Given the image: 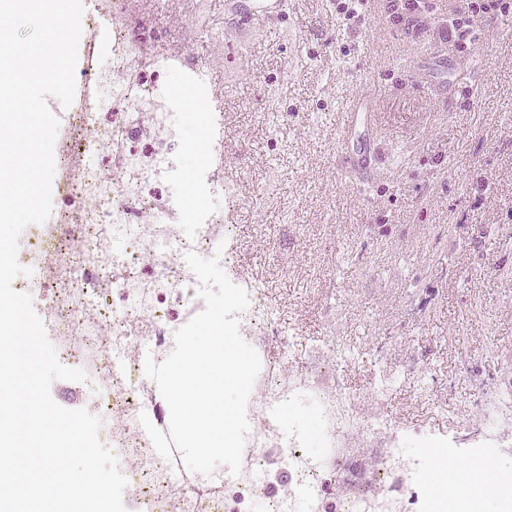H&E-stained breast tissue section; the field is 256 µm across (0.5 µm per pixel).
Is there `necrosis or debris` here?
<instances>
[{"label":"necrosis or debris","instance_id":"4bbe7bcc","mask_svg":"<svg viewBox=\"0 0 512 512\" xmlns=\"http://www.w3.org/2000/svg\"><path fill=\"white\" fill-rule=\"evenodd\" d=\"M110 26L112 50L107 62L91 72L103 96L112 98L113 111L102 117L94 110L78 111L77 129L60 150L59 167L66 177L54 227L30 225L18 260L40 266L45 256L56 259L53 271L39 283L21 281V290L39 286L57 324V355L74 360L95 374L100 388L95 411L110 425L102 443L119 450L131 468L129 483L147 512H430L433 499L427 475L430 454L407 449L397 430L377 409L388 388L377 384L364 394L348 392L344 382L328 371L339 357L335 337L323 336L305 353L306 371L288 374L269 358L277 329L264 288L246 281L250 304L240 316V333L258 353L262 369L253 386V420L238 476L223 488L210 490L200 474H185L177 460L155 451L139 422L152 413L153 398L144 391L137 357L139 347L163 361L171 338L204 308L196 295L199 281L184 255L214 254L218 245L232 247V225L224 213L207 207L192 210L182 224L169 223L174 209L162 187L175 163L160 167L158 154H175L184 123L183 113L163 105L156 113L153 142L141 146L130 132L128 111L139 99L114 86L112 75H134L142 40L132 32L126 0H101L84 21L95 32L99 20ZM109 175H102V168ZM111 223L128 237L123 250L114 249L100 227ZM118 278H110V271ZM484 427L500 433L512 427V371H506L498 390L483 397ZM288 408L311 412L317 421L318 451L294 426L272 424L267 414ZM279 451V464L292 477L287 494L269 491L265 451ZM367 451L376 463L377 496L362 493L329 501L327 490L338 476L339 458Z\"/></svg>","mask_w":512,"mask_h":512}]
</instances>
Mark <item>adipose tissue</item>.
<instances>
[{
  "label": "adipose tissue",
  "mask_w": 512,
  "mask_h": 512,
  "mask_svg": "<svg viewBox=\"0 0 512 512\" xmlns=\"http://www.w3.org/2000/svg\"><path fill=\"white\" fill-rule=\"evenodd\" d=\"M435 469L430 475L439 496L464 494L470 512H487L495 504L512 502V462L498 463L494 472L485 469L486 458L473 455L459 458L447 449L431 451Z\"/></svg>",
  "instance_id": "1"
}]
</instances>
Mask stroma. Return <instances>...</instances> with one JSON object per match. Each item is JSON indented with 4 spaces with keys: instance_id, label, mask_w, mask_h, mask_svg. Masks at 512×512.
<instances>
[{
    "instance_id": "obj_1",
    "label": "stroma",
    "mask_w": 512,
    "mask_h": 512,
    "mask_svg": "<svg viewBox=\"0 0 512 512\" xmlns=\"http://www.w3.org/2000/svg\"><path fill=\"white\" fill-rule=\"evenodd\" d=\"M153 38L139 69L166 99L194 51L219 62L221 155L177 154L181 177L222 168L237 244L223 270L259 281L287 370L332 331L350 392L389 386L383 412L407 439L453 455L483 442V390L512 357V13L473 50L442 32L435 0L406 34L387 0H133ZM371 95L378 160L368 187L340 162L339 116Z\"/></svg>"
}]
</instances>
